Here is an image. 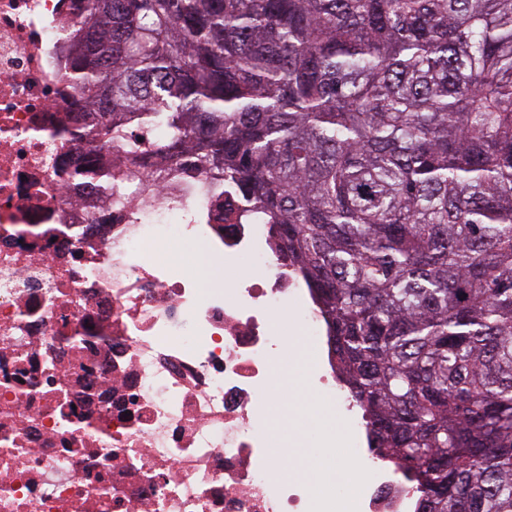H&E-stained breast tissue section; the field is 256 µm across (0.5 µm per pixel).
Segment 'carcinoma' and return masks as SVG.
Wrapping results in <instances>:
<instances>
[{
  "label": "carcinoma",
  "instance_id": "carcinoma-1",
  "mask_svg": "<svg viewBox=\"0 0 512 512\" xmlns=\"http://www.w3.org/2000/svg\"><path fill=\"white\" fill-rule=\"evenodd\" d=\"M56 59L75 178L231 188L421 512H512V0H90Z\"/></svg>",
  "mask_w": 512,
  "mask_h": 512
}]
</instances>
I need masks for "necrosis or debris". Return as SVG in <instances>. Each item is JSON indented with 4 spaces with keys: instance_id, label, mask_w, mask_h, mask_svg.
<instances>
[{
    "instance_id": "4bbe7bcc",
    "label": "necrosis or debris",
    "mask_w": 512,
    "mask_h": 512,
    "mask_svg": "<svg viewBox=\"0 0 512 512\" xmlns=\"http://www.w3.org/2000/svg\"><path fill=\"white\" fill-rule=\"evenodd\" d=\"M82 0H0V512H415L366 430L328 450L372 473L332 498L271 421L272 385L326 326L267 225L200 173L106 200L71 173L80 106L53 55ZM191 198L190 210L174 198ZM223 260L205 287L170 249Z\"/></svg>"
}]
</instances>
